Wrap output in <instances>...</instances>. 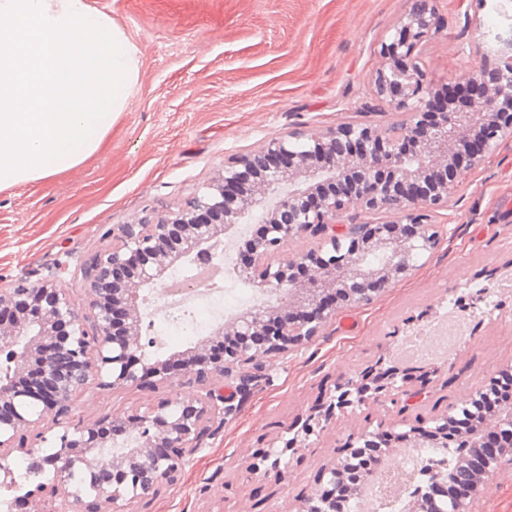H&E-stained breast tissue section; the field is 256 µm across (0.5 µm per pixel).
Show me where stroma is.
<instances>
[{
    "mask_svg": "<svg viewBox=\"0 0 512 512\" xmlns=\"http://www.w3.org/2000/svg\"><path fill=\"white\" fill-rule=\"evenodd\" d=\"M141 52L140 75L103 147L84 162L34 184L0 190V282L37 279L59 263L77 267L111 247L112 227L184 206L229 156L303 126L385 127L396 120L370 99L385 64L381 43L406 0H90ZM512 0H437L436 27L419 64L432 90L489 61L506 58ZM427 262L368 306L339 308L319 336L267 357L271 382L237 391L224 378L235 412L160 496L133 512H300L318 488L327 458L352 432L386 424L406 431L411 412L365 403L338 414L320 438L285 454L284 476L248 466L271 452L287 426L305 417L335 384L387 360L398 336L442 313L469 283L512 273V138L468 172ZM512 364V299L474 322L473 339L448 357L424 388L453 406ZM166 385L112 389L91 385L62 420L39 429L127 414L172 396Z\"/></svg>",
    "mask_w": 512,
    "mask_h": 512,
    "instance_id": "1",
    "label": "stroma"
}]
</instances>
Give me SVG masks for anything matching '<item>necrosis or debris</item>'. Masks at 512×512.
<instances>
[{"instance_id":"obj_1","label":"necrosis or debris","mask_w":512,"mask_h":512,"mask_svg":"<svg viewBox=\"0 0 512 512\" xmlns=\"http://www.w3.org/2000/svg\"><path fill=\"white\" fill-rule=\"evenodd\" d=\"M212 251L216 259L210 266L174 271L163 286L149 291L144 302L147 348L159 351L169 347L174 337L210 333L240 309L271 302L270 294L243 287L225 275V268L233 264L231 242H217ZM441 458V451L433 447L407 449L395 466L378 469L369 478L372 504L356 498L349 503V512H407L415 474Z\"/></svg>"}]
</instances>
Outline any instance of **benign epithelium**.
Returning <instances> with one entry per match:
<instances>
[{"label": "benign epithelium", "mask_w": 512, "mask_h": 512, "mask_svg": "<svg viewBox=\"0 0 512 512\" xmlns=\"http://www.w3.org/2000/svg\"><path fill=\"white\" fill-rule=\"evenodd\" d=\"M435 3L409 0L393 35L382 43L388 63L375 75L370 91L381 102V110L404 116L401 128L388 133L353 124L303 127L268 140L257 150L229 157L207 190L194 194L181 209L112 228V248L80 269L85 292L80 302L57 287L68 273L62 263L37 282L20 276L0 286V350L27 337L23 349L12 352L10 384L0 385V490L15 487L7 464L14 451L28 456L35 472L52 474L49 481L18 497L24 512H58L56 501L70 497L76 512H127L129 491L157 495L201 450L208 424L224 420L232 410L216 380L231 375L235 367L255 364L319 335L336 315V303L326 301L328 294L341 292L350 304L368 305L393 279L413 270L414 249L423 254L435 251L440 235L432 230V215L451 207L465 172L478 166L505 138H512L511 65H482L457 77L454 84H482L486 92L468 111L443 112L419 134L433 93L417 62L418 49L432 34ZM474 138L479 146L466 165L426 192H402V187L424 181L432 171L447 170L460 143ZM295 140L307 141L310 150H292ZM246 169L263 171L259 185L264 191L292 183L301 175L309 181L306 188L279 196L246 240V255L237 266L242 279L285 301L277 308L245 311L215 330L213 340L241 339L225 359H211L203 342L164 361L146 362L140 291L178 261L201 255L202 245L223 235L224 226L239 223L248 199L234 200L228 189ZM350 170L357 172L354 186L321 192ZM384 212L400 214L412 226L411 233L394 231V223L358 220L363 214ZM345 214L348 223H336ZM345 235L355 257L351 271L336 262L334 248L298 250L286 260H274L296 239L334 241ZM377 251L385 261L361 269ZM185 374L200 386L196 395L165 398L119 420L105 417L90 425L66 427L56 437L53 452L45 454L39 448L45 442L42 433L34 432L40 418L49 413L57 418L66 415L89 380L114 389L149 388L159 383L173 386ZM353 384L352 380L342 383L338 394L322 403L324 412L310 413L285 447L299 448L315 432L328 430L336 420V409L349 404ZM366 401L396 405L398 394L389 385L369 391ZM29 403L42 405L38 417L26 413ZM134 430L143 435L140 447L110 458L101 455L115 437ZM506 463L512 465V450L493 455L483 482ZM77 470L89 477L95 492L91 501L69 490Z\"/></svg>", "instance_id": "obj_1"}]
</instances>
